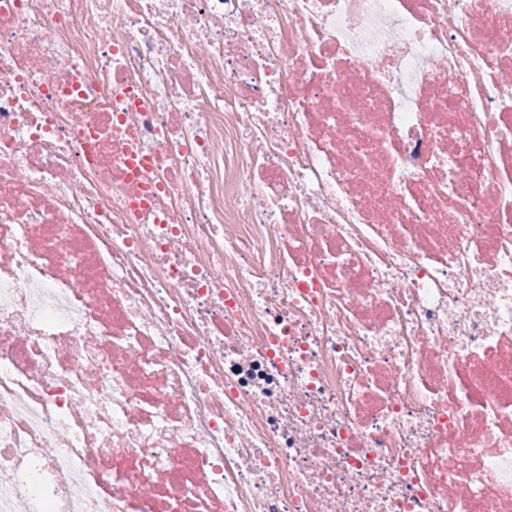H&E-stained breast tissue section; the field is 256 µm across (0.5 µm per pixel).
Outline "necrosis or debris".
I'll return each mask as SVG.
<instances>
[{
    "label": "necrosis or debris",
    "mask_w": 512,
    "mask_h": 512,
    "mask_svg": "<svg viewBox=\"0 0 512 512\" xmlns=\"http://www.w3.org/2000/svg\"><path fill=\"white\" fill-rule=\"evenodd\" d=\"M0 512H512V0H0Z\"/></svg>",
    "instance_id": "necrosis-or-debris-1"
}]
</instances>
